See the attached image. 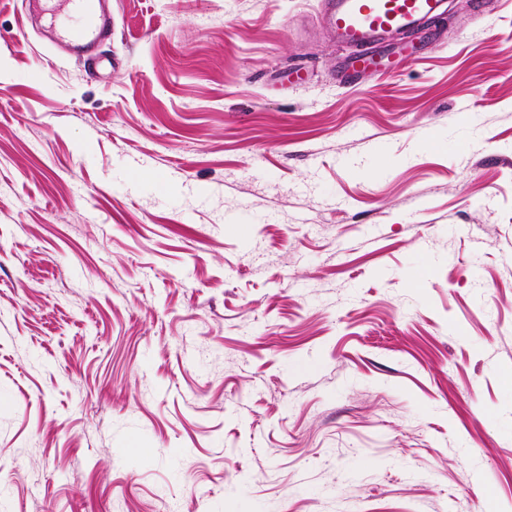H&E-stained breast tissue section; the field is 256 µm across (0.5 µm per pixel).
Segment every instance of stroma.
<instances>
[{
  "mask_svg": "<svg viewBox=\"0 0 512 512\" xmlns=\"http://www.w3.org/2000/svg\"><path fill=\"white\" fill-rule=\"evenodd\" d=\"M387 79L318 0H0V512H512V0ZM75 5L79 26L59 31L55 42L62 47L83 49L98 37L112 32V16L104 10V0H67Z\"/></svg>",
  "mask_w": 512,
  "mask_h": 512,
  "instance_id": "obj_1",
  "label": "stroma"
}]
</instances>
